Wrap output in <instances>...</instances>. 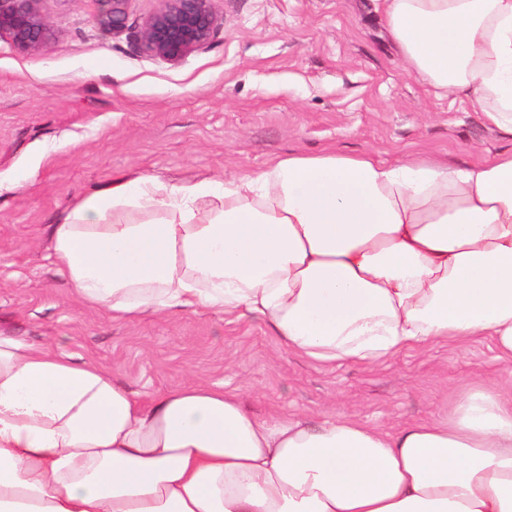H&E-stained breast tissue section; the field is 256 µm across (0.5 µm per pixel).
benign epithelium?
Instances as JSON below:
<instances>
[{"label":"benign epithelium","instance_id":"benign-epithelium-1","mask_svg":"<svg viewBox=\"0 0 512 512\" xmlns=\"http://www.w3.org/2000/svg\"><path fill=\"white\" fill-rule=\"evenodd\" d=\"M38 0H0V33L6 32L21 52L37 51L49 40V29L36 7ZM94 16L104 31L123 28L128 0H99ZM162 8L147 19L141 42L152 56L178 62L206 49L215 29L210 0H162Z\"/></svg>","mask_w":512,"mask_h":512}]
</instances>
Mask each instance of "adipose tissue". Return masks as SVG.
<instances>
[{"mask_svg": "<svg viewBox=\"0 0 512 512\" xmlns=\"http://www.w3.org/2000/svg\"><path fill=\"white\" fill-rule=\"evenodd\" d=\"M377 9L436 97L512 136V0ZM50 257L116 319L216 308L322 363L488 336L512 363V154L452 167L328 151L224 182L137 178L77 200ZM0 512H512V370L447 422L387 431L252 415L200 379L133 392L0 333Z\"/></svg>", "mask_w": 512, "mask_h": 512, "instance_id": "ef3b65f1", "label": "adipose tissue"}]
</instances>
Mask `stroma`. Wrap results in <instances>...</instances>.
Returning <instances> with one entry per match:
<instances>
[{
	"label": "stroma",
	"instance_id": "35a3bbf8",
	"mask_svg": "<svg viewBox=\"0 0 512 512\" xmlns=\"http://www.w3.org/2000/svg\"><path fill=\"white\" fill-rule=\"evenodd\" d=\"M161 6L128 0L124 29L107 33L99 0H40L46 47L22 53L0 35V330L110 366L131 391L199 377L239 389L255 414L388 429L447 420L458 388L499 381L507 365L487 337L324 365L215 308L115 320L78 299L48 257L50 226L111 180L223 181L329 150L453 166L512 153L482 113L435 99L406 69L376 0H212L209 47L175 63L141 47ZM30 168L33 181L11 188Z\"/></svg>",
	"mask_w": 512,
	"mask_h": 512
}]
</instances>
